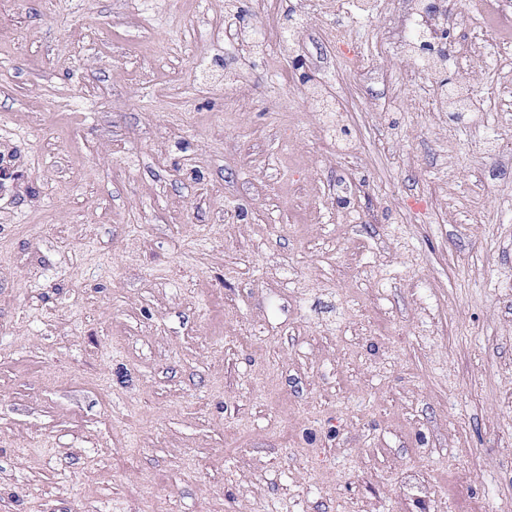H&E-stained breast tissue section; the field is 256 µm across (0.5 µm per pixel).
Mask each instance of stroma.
<instances>
[{
    "instance_id": "35a3bbf8",
    "label": "stroma",
    "mask_w": 512,
    "mask_h": 512,
    "mask_svg": "<svg viewBox=\"0 0 512 512\" xmlns=\"http://www.w3.org/2000/svg\"><path fill=\"white\" fill-rule=\"evenodd\" d=\"M380 2L0 0V512H512V20ZM427 0H407L415 21L418 31L423 33L420 35V44L423 48L427 47L426 38L431 42L437 27L434 25L432 18L429 16ZM426 37V38H425ZM479 96L464 81L458 80L452 89L442 98L441 103L451 112H470Z\"/></svg>"
}]
</instances>
